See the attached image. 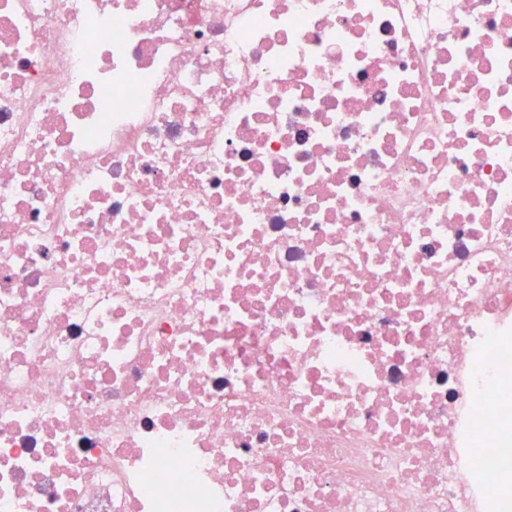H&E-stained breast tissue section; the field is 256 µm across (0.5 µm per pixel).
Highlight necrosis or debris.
Returning <instances> with one entry per match:
<instances>
[{"instance_id": "1", "label": "necrosis or debris", "mask_w": 512, "mask_h": 512, "mask_svg": "<svg viewBox=\"0 0 512 512\" xmlns=\"http://www.w3.org/2000/svg\"><path fill=\"white\" fill-rule=\"evenodd\" d=\"M512 0H0V512H512Z\"/></svg>"}]
</instances>
